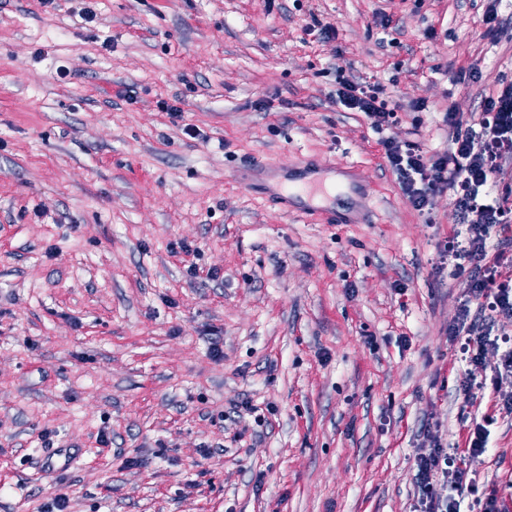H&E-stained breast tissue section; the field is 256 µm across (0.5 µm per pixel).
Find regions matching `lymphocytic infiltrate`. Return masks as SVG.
Returning <instances> with one entry per match:
<instances>
[{
    "mask_svg": "<svg viewBox=\"0 0 512 512\" xmlns=\"http://www.w3.org/2000/svg\"><path fill=\"white\" fill-rule=\"evenodd\" d=\"M383 91L380 83L347 75L338 81L335 103L363 113L371 128L381 133L386 166L415 210H431L441 195L453 201L459 223L466 226L465 251L478 270L469 298L481 311L511 317L512 277L500 271L497 255L486 247L485 233L491 225L512 220V201L493 192L504 173L503 160L512 157V83L486 97L478 117L467 119L448 109L443 117L448 148L431 155L392 135L397 112L383 99ZM455 459L454 449L435 442L418 449L420 497L415 512H461L467 473ZM439 482L447 484V496L437 494Z\"/></svg>",
    "mask_w": 512,
    "mask_h": 512,
    "instance_id": "obj_1",
    "label": "lymphocytic infiltrate"
}]
</instances>
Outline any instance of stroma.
I'll return each mask as SVG.
<instances>
[{"label":"stroma","instance_id":"35a3bbf8","mask_svg":"<svg viewBox=\"0 0 512 512\" xmlns=\"http://www.w3.org/2000/svg\"><path fill=\"white\" fill-rule=\"evenodd\" d=\"M488 5L0 0V512H412L422 426L452 448L478 423L468 476L512 512V377L448 337L474 271L439 259L453 206L416 211L333 101L339 73L380 81L399 135L446 149L447 108L512 80V0L493 41ZM327 163L362 189L305 214L234 179ZM352 202L366 223H327ZM50 442L76 466L45 473Z\"/></svg>","mask_w":512,"mask_h":512}]
</instances>
